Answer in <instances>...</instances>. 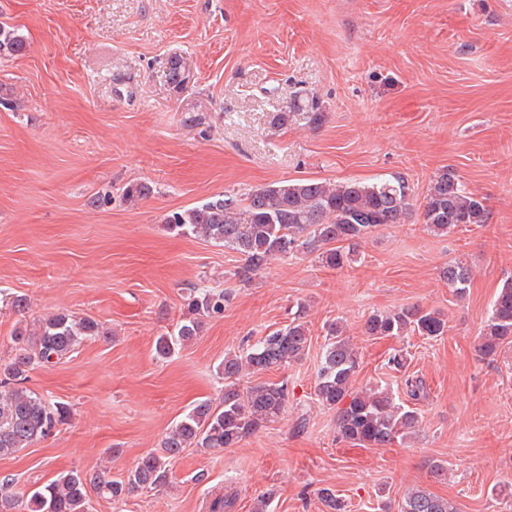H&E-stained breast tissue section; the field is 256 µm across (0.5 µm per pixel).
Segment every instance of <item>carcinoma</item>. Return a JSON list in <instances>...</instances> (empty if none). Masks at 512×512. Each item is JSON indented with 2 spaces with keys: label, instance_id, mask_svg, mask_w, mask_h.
<instances>
[{
  "label": "carcinoma",
  "instance_id": "cac0c4a2",
  "mask_svg": "<svg viewBox=\"0 0 512 512\" xmlns=\"http://www.w3.org/2000/svg\"><path fill=\"white\" fill-rule=\"evenodd\" d=\"M26 48L15 30L0 26V55H18ZM314 98H296L289 110L278 112L273 122L285 125L297 114L316 126L323 118ZM149 183L132 182L123 197L134 201L150 196ZM422 207L425 228L446 235L467 224H485L489 210L483 198L466 190L460 178L445 170L431 182L422 203H417L407 181L400 176L373 183H326L318 179L282 181L238 195L226 192L200 205L168 213L166 229L179 236L200 237L241 255L234 273L249 283L272 259L314 255L323 265L342 269L357 261L361 242L380 224H402L415 207ZM440 277L456 297L465 295L470 281L468 263L448 262ZM224 292L207 286L189 289L186 312L175 328L159 336L155 353L165 359L177 348L192 342L204 331L209 319L224 314ZM303 306L288 324L270 331L243 353H227L219 365L224 375V399L219 406L197 403L162 442V452L138 460L124 479L101 472L69 470L35 490L22 503L0 481V512H90V491L119 501L137 489H154L166 483L169 465L185 448L218 451L232 448L284 409L288 384L261 382L246 393L238 389L244 371L260 374L299 360L309 347V329ZM448 332V321L436 309L403 307L392 312H373L363 323L368 337L418 335L437 338ZM101 325L90 317L58 312L37 322L31 332L17 330L16 353L0 377V456L49 437L70 416L68 406L44 399L23 387L34 367L60 361L86 339L103 336ZM325 344L316 372L315 397L324 406L338 408L339 436L365 448H388L404 439L418 423L417 411L395 401L388 387L355 390L353 378L359 355L343 334L342 327H327ZM512 343V282L504 284L493 301L478 346L481 357L492 359ZM318 495L329 512H344L345 504L330 488ZM399 512H458L448 499L425 490L408 492Z\"/></svg>",
  "mask_w": 512,
  "mask_h": 512
}]
</instances>
